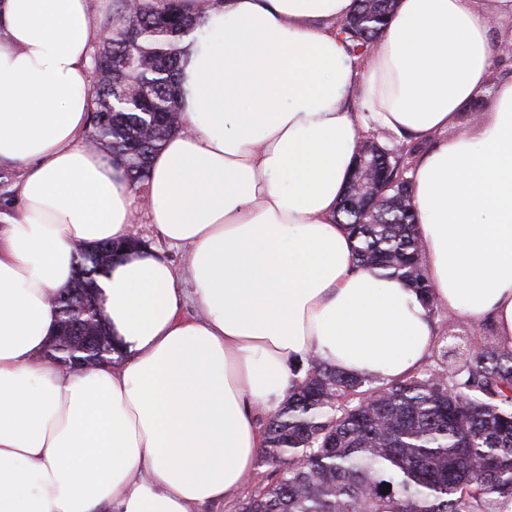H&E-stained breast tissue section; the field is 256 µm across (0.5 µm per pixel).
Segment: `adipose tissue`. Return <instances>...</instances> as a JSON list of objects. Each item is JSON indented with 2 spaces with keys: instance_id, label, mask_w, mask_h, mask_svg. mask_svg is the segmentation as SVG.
<instances>
[{
  "instance_id": "ef3b65f1",
  "label": "adipose tissue",
  "mask_w": 512,
  "mask_h": 512,
  "mask_svg": "<svg viewBox=\"0 0 512 512\" xmlns=\"http://www.w3.org/2000/svg\"><path fill=\"white\" fill-rule=\"evenodd\" d=\"M212 2H188L206 31L180 60L185 129L142 194L86 143L90 0H0V165L23 170L0 221V512H192L255 473L298 362L390 382L426 359L431 310L358 268L336 221L370 130L427 145L409 193L436 305L512 347V29H493L512 0H398L361 59L337 34L354 0ZM141 208L187 263L116 261L99 293L129 357L65 372L51 297L75 247L125 240Z\"/></svg>"
}]
</instances>
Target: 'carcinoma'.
I'll list each match as a JSON object with an SVG mask.
<instances>
[{"instance_id": "obj_1", "label": "carcinoma", "mask_w": 512, "mask_h": 512, "mask_svg": "<svg viewBox=\"0 0 512 512\" xmlns=\"http://www.w3.org/2000/svg\"><path fill=\"white\" fill-rule=\"evenodd\" d=\"M110 35L94 51L88 145L113 157L141 191L153 155L183 129L178 108L182 44L200 29L182 0H116ZM395 0H356L340 25L351 53L365 57ZM421 146L364 136L336 211L353 239L356 266L416 289L432 305L408 191ZM121 251L74 248V282L53 296L59 323L47 358L62 365L117 366L98 281ZM440 330L436 362L392 382L336 371L314 357L263 423V480L241 512H512V349L494 335H467L477 352L453 356ZM391 488H386V485Z\"/></svg>"}]
</instances>
